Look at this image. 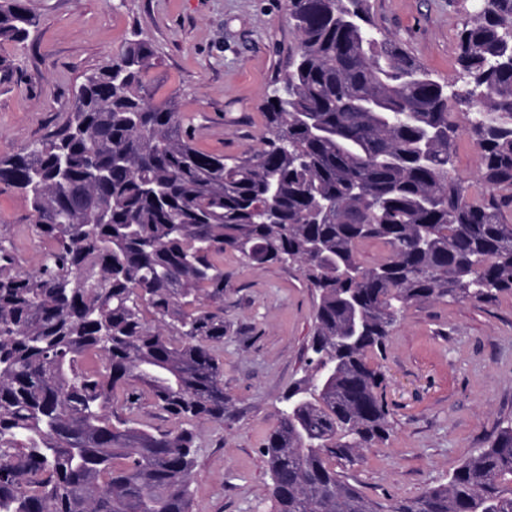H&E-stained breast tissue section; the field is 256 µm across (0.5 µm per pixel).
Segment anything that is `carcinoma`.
I'll list each match as a JSON object with an SVG mask.
<instances>
[{"instance_id": "obj_1", "label": "carcinoma", "mask_w": 512, "mask_h": 512, "mask_svg": "<svg viewBox=\"0 0 512 512\" xmlns=\"http://www.w3.org/2000/svg\"><path fill=\"white\" fill-rule=\"evenodd\" d=\"M286 2L298 45L261 148L198 149L176 100L153 101L158 62L138 38L86 75L63 126L0 156L46 243L21 272L0 240V512H194L195 426L226 410V251L297 263L319 293L308 372L262 447L275 512H512L511 420L414 498L383 504L344 475L390 434L367 353L406 308L512 291L496 195L512 189V0H477L462 87L378 32L367 0ZM36 26L27 0H0V43ZM462 107L481 199L455 172ZM365 241L386 259L363 265ZM139 390L180 425L141 427Z\"/></svg>"}]
</instances>
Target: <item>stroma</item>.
<instances>
[{"mask_svg": "<svg viewBox=\"0 0 512 512\" xmlns=\"http://www.w3.org/2000/svg\"><path fill=\"white\" fill-rule=\"evenodd\" d=\"M39 24L0 44V155L56 130L85 75L130 40L151 43L156 100L176 97L201 150L237 155L260 145L261 112L298 45L284 0H28ZM374 23L441 81L458 76L459 33L472 0H369ZM0 238L17 270L36 267L42 242L25 197L0 191ZM224 365L229 411L198 424L195 512H273L261 447L282 400L305 374L318 294L297 265L253 267L224 255ZM393 432L347 470L367 496L413 498L447 484L474 449L512 419V293L488 304L410 306L380 353Z\"/></svg>", "mask_w": 512, "mask_h": 512, "instance_id": "35a3bbf8", "label": "stroma"}]
</instances>
